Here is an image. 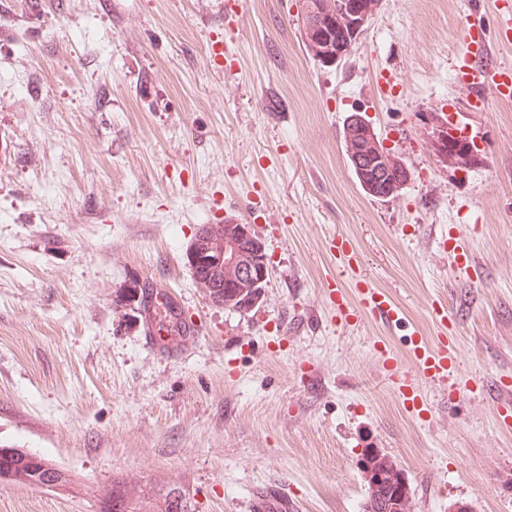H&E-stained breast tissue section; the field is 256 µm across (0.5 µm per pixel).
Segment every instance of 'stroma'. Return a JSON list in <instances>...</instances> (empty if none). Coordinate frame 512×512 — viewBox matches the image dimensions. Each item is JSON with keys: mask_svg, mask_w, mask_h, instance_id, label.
Segmentation results:
<instances>
[{"mask_svg": "<svg viewBox=\"0 0 512 512\" xmlns=\"http://www.w3.org/2000/svg\"><path fill=\"white\" fill-rule=\"evenodd\" d=\"M296 0H0V443L71 476L0 481V512H98L113 482L178 487L194 512H254L285 490L303 512H363V449L408 479L412 512H512V431L488 390L512 384V99L457 82L461 31L482 23L512 69L496 0H382L333 66L309 54ZM224 37V72L206 55ZM364 113L410 173L369 197L343 127ZM477 147L442 162L425 123ZM252 225L262 302L216 306L194 282L199 225ZM477 275L439 246L457 225ZM361 256L337 278L329 237ZM388 291L402 325L340 323L330 279ZM189 335L157 342L142 288ZM453 323L458 369L484 393L421 383L412 417L373 348L405 369L414 332Z\"/></svg>", "mask_w": 512, "mask_h": 512, "instance_id": "stroma-1", "label": "stroma"}]
</instances>
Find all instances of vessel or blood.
<instances>
[{
	"instance_id": "b4317fda",
	"label": "vessel or blood",
	"mask_w": 512,
	"mask_h": 512,
	"mask_svg": "<svg viewBox=\"0 0 512 512\" xmlns=\"http://www.w3.org/2000/svg\"><path fill=\"white\" fill-rule=\"evenodd\" d=\"M459 83L472 94L492 90L501 98L512 97V72L497 67L492 59V51L487 46H480L476 56L464 60L458 72ZM330 303L336 310V316L341 321L359 319L366 316L376 321L389 323L399 320L402 310L384 291L377 288L357 289L354 297L337 293ZM410 351L417 366L419 378L433 383L449 384L453 393L461 395L470 393L471 387L467 380L455 377L456 356L454 339L448 336L446 330H438L435 336L423 338L413 337ZM416 381L406 377L393 380L403 405L413 415H421L423 408L420 404ZM497 422L504 430L512 429V420L508 412L512 411V386L500 384L497 388ZM295 503L287 494L277 497H260L254 503L255 512H293Z\"/></svg>"
}]
</instances>
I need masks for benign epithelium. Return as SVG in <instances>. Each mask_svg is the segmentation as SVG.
<instances>
[{
	"instance_id": "benign-epithelium-1",
	"label": "benign epithelium",
	"mask_w": 512,
	"mask_h": 512,
	"mask_svg": "<svg viewBox=\"0 0 512 512\" xmlns=\"http://www.w3.org/2000/svg\"><path fill=\"white\" fill-rule=\"evenodd\" d=\"M381 0H356L349 8V30L351 38L345 44L336 46V52L325 56L331 63L339 62L352 49L357 38L366 30L368 24L379 10ZM431 138L433 146L440 156L448 158L447 152L458 153L455 163L460 165L472 155L464 147L460 132L445 119L431 118ZM347 129L356 131L363 138H370L374 149L365 157L368 165L358 168L364 187L374 196L389 198L398 194L409 179L404 163L380 142L372 124L360 112L350 116ZM232 231L224 235V242L214 244L206 234L207 227H198L190 240L186 254L192 271L207 266L224 273V287L235 288L246 295L242 310L257 306L263 298V288L268 278L269 261L266 248L250 224H233Z\"/></svg>"
}]
</instances>
